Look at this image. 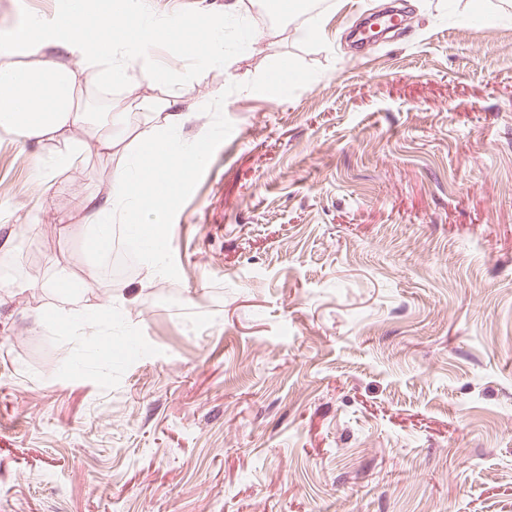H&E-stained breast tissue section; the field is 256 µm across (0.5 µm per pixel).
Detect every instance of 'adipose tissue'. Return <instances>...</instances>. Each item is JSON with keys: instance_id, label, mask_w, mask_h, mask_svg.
I'll return each instance as SVG.
<instances>
[{"instance_id": "1", "label": "adipose tissue", "mask_w": 512, "mask_h": 512, "mask_svg": "<svg viewBox=\"0 0 512 512\" xmlns=\"http://www.w3.org/2000/svg\"><path fill=\"white\" fill-rule=\"evenodd\" d=\"M156 35L141 0H68L63 13L26 16L0 36V130L32 145L77 147L88 138L118 158L106 195L90 194L75 204L89 227L90 250L99 258L112 249L116 216L129 209L143 215L140 235L153 237L146 217L150 201L178 196L186 177L208 155L214 136L208 127L205 141L196 145L175 138L188 118L185 91L180 80L143 55ZM201 38L192 74L198 81L224 62L223 20L210 19ZM141 82L166 85L167 92L141 101L147 119L135 145L114 133L123 124L121 113L99 123L79 106L85 89L108 91L116 84Z\"/></svg>"}]
</instances>
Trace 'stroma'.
I'll list each match as a JSON object with an SVG mask.
<instances>
[{"label": "stroma", "mask_w": 512, "mask_h": 512, "mask_svg": "<svg viewBox=\"0 0 512 512\" xmlns=\"http://www.w3.org/2000/svg\"><path fill=\"white\" fill-rule=\"evenodd\" d=\"M224 2L145 14L201 26ZM388 2L269 23L239 0L250 43L177 132L215 125L207 162L150 203L163 276L98 262L88 303L143 346L110 367L65 370L91 344L45 284L86 278L73 205L115 162L88 145L34 224L63 147L0 134V241L33 270L0 305V512H512V9L408 0L405 32L358 53L352 26ZM164 92L84 99L131 138Z\"/></svg>", "instance_id": "35a3bbf8"}]
</instances>
